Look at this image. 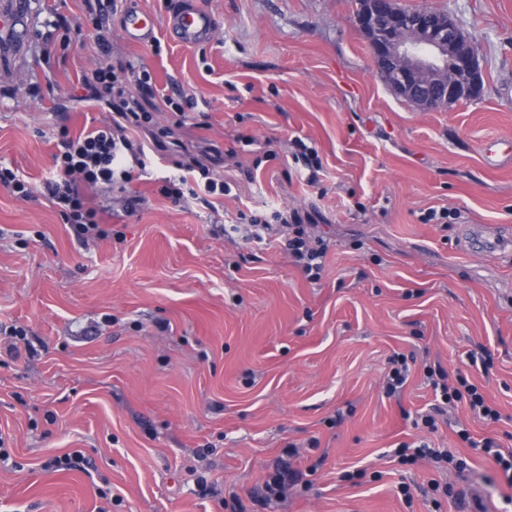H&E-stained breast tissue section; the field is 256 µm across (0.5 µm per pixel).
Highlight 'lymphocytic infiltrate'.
<instances>
[{
  "instance_id": "1",
  "label": "lymphocytic infiltrate",
  "mask_w": 512,
  "mask_h": 512,
  "mask_svg": "<svg viewBox=\"0 0 512 512\" xmlns=\"http://www.w3.org/2000/svg\"><path fill=\"white\" fill-rule=\"evenodd\" d=\"M82 16L68 17L50 12L44 22L40 45L43 62H50L57 52L67 51L72 38L81 34L83 27H92L97 46L108 41L103 21L117 0H83ZM82 86L88 90L89 101L106 102L111 116L101 126L88 132L71 135L68 128H60L53 169L44 181V195L57 208L63 223L72 225L81 239H103L110 231L103 222V208L90 204L92 190L115 191L125 214H135L143 205L141 196L128 193V185L147 175V152L150 146L169 151L172 168L161 179V194L172 203L192 199L210 205L212 198L230 194L222 168L226 160L235 158V146L220 148L208 139L186 146L178 135L197 105L194 95L179 92L177 97H164V109L170 112L168 123L158 122L146 107L155 90L149 71L135 67L129 61L99 66L82 77ZM315 218L309 212L293 208L276 211L272 221L252 218L244 233L246 238L263 241L278 235L283 245L308 279L317 280L324 268L323 260L330 242L321 236H310L306 230ZM424 375L441 403L431 413L420 418L423 427L436 431L437 417L445 405L467 400L475 415L489 422H497L501 415L489 405L478 387L463 373L449 374L443 368L425 367Z\"/></svg>"
}]
</instances>
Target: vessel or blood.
I'll return each instance as SVG.
<instances>
[{"instance_id": "b4317fda", "label": "vessel or blood", "mask_w": 512, "mask_h": 512, "mask_svg": "<svg viewBox=\"0 0 512 512\" xmlns=\"http://www.w3.org/2000/svg\"><path fill=\"white\" fill-rule=\"evenodd\" d=\"M122 26L131 42L145 44L158 31H166L178 45L198 46L210 42L215 34L213 14L193 0L174 9L166 20H158L152 13L135 8L127 10ZM30 37V17L26 0H0V43L23 49Z\"/></svg>"}]
</instances>
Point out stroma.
<instances>
[{"instance_id":"1","label":"stroma","mask_w":512,"mask_h":512,"mask_svg":"<svg viewBox=\"0 0 512 512\" xmlns=\"http://www.w3.org/2000/svg\"><path fill=\"white\" fill-rule=\"evenodd\" d=\"M196 2L216 19L199 46L163 34L130 43L115 15L107 56L81 35L47 68L36 32L23 54L0 53V164L34 188L58 128L107 116L75 87L103 61L143 63L157 95L195 94L209 125L186 126L184 142L244 138L214 208L160 194L157 150L152 178L131 184L144 208L89 243L46 198L0 187V512H230L226 501L249 502L291 447L307 482L266 512H458L470 494L512 512V484L456 433L512 448V255L467 246L479 228L512 235V158L490 167L482 156L486 140L512 139V0H398L447 13L478 48L479 97L429 110L381 80L353 0ZM35 84L42 97L29 95ZM296 138L319 152L317 185L300 177ZM443 205L461 221L421 222ZM286 207L316 213L315 232L333 241L319 281L278 239L214 233ZM14 326L28 344L11 356ZM397 353L413 374L390 398ZM434 364L465 373L500 421L462 401L437 434L415 428L436 403L423 378ZM423 441L467 471L394 454ZM76 453L79 467L45 466Z\"/></svg>"}]
</instances>
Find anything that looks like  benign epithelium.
Here are the masks:
<instances>
[{"label": "benign epithelium", "mask_w": 512, "mask_h": 512, "mask_svg": "<svg viewBox=\"0 0 512 512\" xmlns=\"http://www.w3.org/2000/svg\"><path fill=\"white\" fill-rule=\"evenodd\" d=\"M396 0H363L356 15L386 84L424 109L479 96L483 81L471 38L451 17L424 25Z\"/></svg>", "instance_id": "benign-epithelium-1"}]
</instances>
